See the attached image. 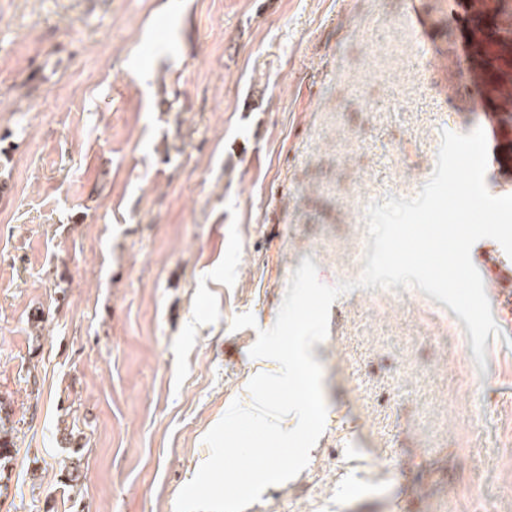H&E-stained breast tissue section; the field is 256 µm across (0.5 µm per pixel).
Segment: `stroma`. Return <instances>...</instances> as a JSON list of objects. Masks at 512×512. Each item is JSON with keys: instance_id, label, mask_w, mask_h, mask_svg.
<instances>
[{"instance_id": "35a3bbf8", "label": "stroma", "mask_w": 512, "mask_h": 512, "mask_svg": "<svg viewBox=\"0 0 512 512\" xmlns=\"http://www.w3.org/2000/svg\"><path fill=\"white\" fill-rule=\"evenodd\" d=\"M452 40L448 0H0V512H175L303 260L360 279L369 205L481 126L444 97ZM488 299L481 366L427 293L341 295L325 429L245 512H512V305ZM409 22L419 39V53L425 68L431 66L437 52L434 47L435 36L433 27L427 16L421 11H413L409 15ZM11 422L5 401L0 400V497L9 495L11 477L7 466L12 460L15 446Z\"/></svg>"}]
</instances>
